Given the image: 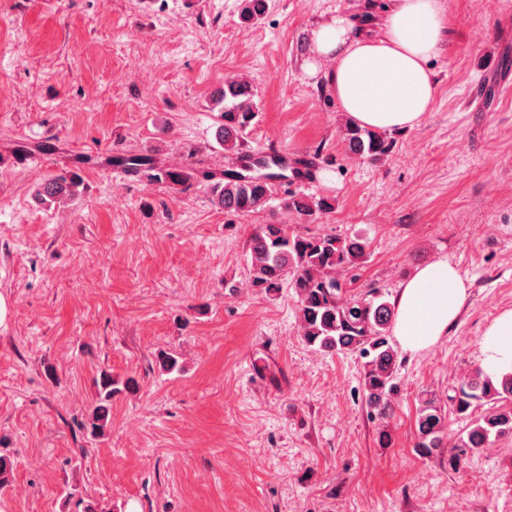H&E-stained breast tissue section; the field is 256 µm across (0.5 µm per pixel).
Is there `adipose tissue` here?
Segmentation results:
<instances>
[{"label":"adipose tissue","instance_id":"1","mask_svg":"<svg viewBox=\"0 0 512 512\" xmlns=\"http://www.w3.org/2000/svg\"><path fill=\"white\" fill-rule=\"evenodd\" d=\"M444 0H392L377 33L355 31L341 13L312 28L305 68L331 62L326 74L343 112L362 127L381 131L419 124L435 98L427 68L448 35ZM468 285L445 259L419 266L393 299V332L415 354L447 335L465 304ZM480 352L484 370L499 378L512 373V309L485 329Z\"/></svg>","mask_w":512,"mask_h":512}]
</instances>
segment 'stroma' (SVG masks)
I'll return each mask as SVG.
<instances>
[{
    "label": "stroma",
    "mask_w": 512,
    "mask_h": 512,
    "mask_svg": "<svg viewBox=\"0 0 512 512\" xmlns=\"http://www.w3.org/2000/svg\"><path fill=\"white\" fill-rule=\"evenodd\" d=\"M391 0H0V452L14 462L0 512H512V436L450 469L420 456L422 398L465 426L449 395L481 366L486 326L512 309V96L488 109L478 83L512 74V0H446L448 36L430 59V112L391 132L393 148L352 155L348 120L323 75L305 70L312 27L342 12L375 27ZM249 80L259 115L247 150L320 153L315 185L276 184L246 216L200 186L119 173L116 155L223 178L211 94ZM63 171L75 198L35 205ZM330 198L301 220L278 199ZM367 241L335 273L346 296L392 300L443 258L469 286L458 322L417 354L398 353L388 417L367 413L364 360L300 335L292 288L254 286L259 225ZM162 352L181 371L164 373ZM134 378L104 436L82 423L101 371ZM388 443H381V433Z\"/></svg>",
    "instance_id": "obj_1"
}]
</instances>
